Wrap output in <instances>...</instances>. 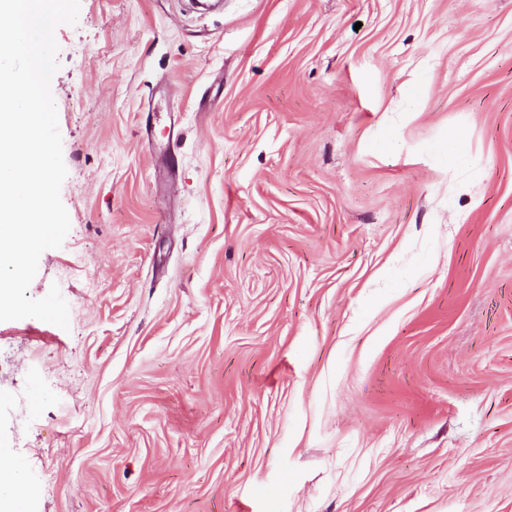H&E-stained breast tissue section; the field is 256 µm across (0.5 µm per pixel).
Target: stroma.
<instances>
[{
    "instance_id": "stroma-1",
    "label": "stroma",
    "mask_w": 512,
    "mask_h": 512,
    "mask_svg": "<svg viewBox=\"0 0 512 512\" xmlns=\"http://www.w3.org/2000/svg\"><path fill=\"white\" fill-rule=\"evenodd\" d=\"M55 40L28 294L69 326L0 322L27 512H512V0H81Z\"/></svg>"
}]
</instances>
